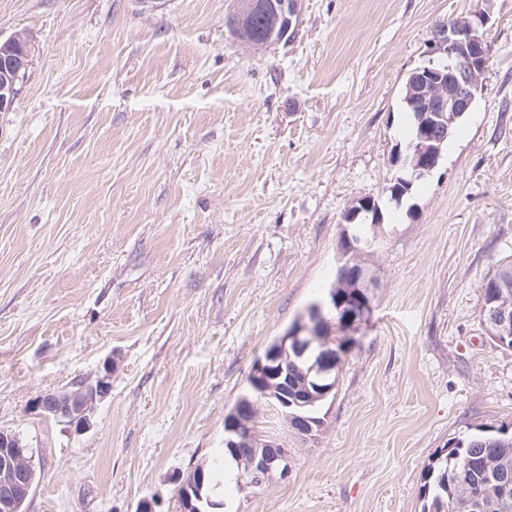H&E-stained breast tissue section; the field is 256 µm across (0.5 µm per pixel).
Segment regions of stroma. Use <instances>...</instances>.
I'll return each instance as SVG.
<instances>
[{"label": "stroma", "instance_id": "stroma-1", "mask_svg": "<svg viewBox=\"0 0 512 512\" xmlns=\"http://www.w3.org/2000/svg\"><path fill=\"white\" fill-rule=\"evenodd\" d=\"M290 39H234V0H0L34 51L0 112V429L33 452L26 512H181L254 361L336 275L344 215L381 207L370 322L288 480L226 512H421L448 441L512 433V350L480 317L512 260V0H298ZM483 11V88L402 202L403 93L440 23ZM113 363L77 433L38 395Z\"/></svg>", "mask_w": 512, "mask_h": 512}]
</instances>
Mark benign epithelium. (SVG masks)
Instances as JSON below:
<instances>
[{"instance_id":"1","label":"benign epithelium","mask_w":512,"mask_h":512,"mask_svg":"<svg viewBox=\"0 0 512 512\" xmlns=\"http://www.w3.org/2000/svg\"><path fill=\"white\" fill-rule=\"evenodd\" d=\"M264 13L274 18L275 27L283 36L298 21L295 0H237L230 16L234 30L245 28L253 15ZM491 51L473 21L444 24L437 28L429 48L428 65L414 70L410 82L413 91L422 97V107L415 113L417 142L410 143L404 160L409 180L429 174L439 163L442 144L453 125L470 110L476 93L481 90L482 77L490 60ZM375 238L361 237L345 229L338 249L337 270L352 276L363 299L358 305L336 302V289L311 303L306 312L276 338L263 356L252 365L248 392L242 395L230 412L224 428V447H253L243 483L253 489L263 488L274 475L282 480L291 474L290 454L283 445L261 438L252 420L260 401L274 403L291 429L300 437L310 438L320 430L323 419L316 403L326 400L335 388L336 364L341 355L357 344L355 336L331 355L322 356L312 366L315 376L288 392V364L304 357L314 342L315 332L331 335L329 315L339 312L340 326L350 327L367 322L373 314L369 288L373 278L354 257L370 249ZM487 334L497 342L512 338V305L493 296L483 309ZM114 364L104 365L96 376L77 380L69 387L39 395L33 408L46 417L68 424L79 433L90 422L97 403L112 390ZM35 470L32 455L14 433L0 430V512H22L33 483ZM182 493L183 512H211L219 503L202 495L203 471L196 470L177 478Z\"/></svg>"}]
</instances>
